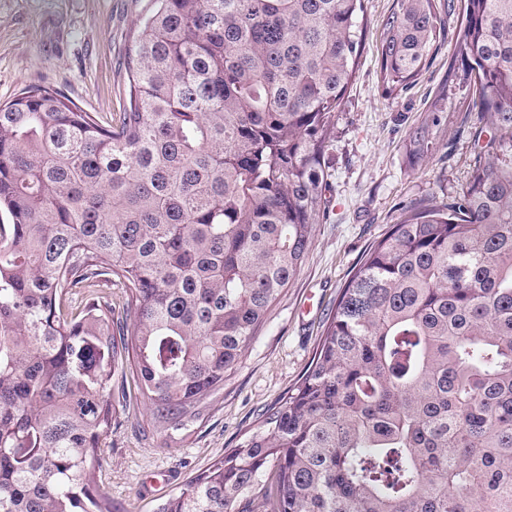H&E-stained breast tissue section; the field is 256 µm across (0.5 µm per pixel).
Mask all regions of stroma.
<instances>
[{"label": "stroma", "mask_w": 512, "mask_h": 512, "mask_svg": "<svg viewBox=\"0 0 512 512\" xmlns=\"http://www.w3.org/2000/svg\"><path fill=\"white\" fill-rule=\"evenodd\" d=\"M392 0H364L366 40L336 117L326 155L324 214L297 275L269 309L223 390L205 405L175 447L147 417L132 371L112 379V430L100 443L94 479L112 512H157L171 494L239 446L299 381L334 305L365 252L406 206L443 205L465 182L475 118L460 75L449 74L448 36L428 71L394 99L378 88L380 24ZM148 0H0V105L28 87H50L84 111L109 118L126 103L130 54ZM448 94V119L435 151L411 165L406 143L430 102Z\"/></svg>", "instance_id": "1"}]
</instances>
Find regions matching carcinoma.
Segmentation results:
<instances>
[{"instance_id": "obj_1", "label": "carcinoma", "mask_w": 512, "mask_h": 512, "mask_svg": "<svg viewBox=\"0 0 512 512\" xmlns=\"http://www.w3.org/2000/svg\"><path fill=\"white\" fill-rule=\"evenodd\" d=\"M362 13L150 0L116 118L46 87L0 106V512H112L92 484L124 365L170 440L224 387L310 248ZM458 22L478 124L461 192L408 207L299 384L158 512H512V0H461ZM381 28L391 99L447 13L393 0ZM443 112L409 133L413 163Z\"/></svg>"}]
</instances>
